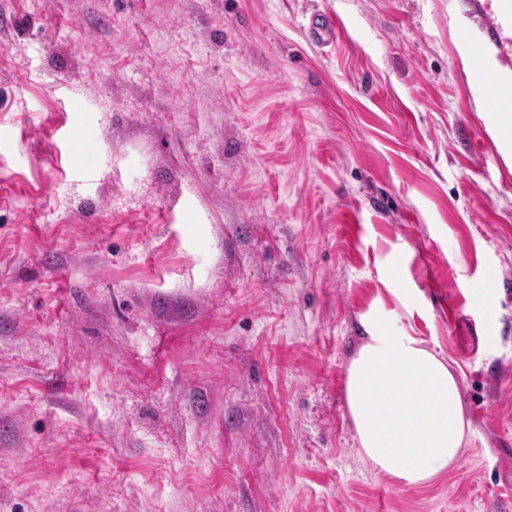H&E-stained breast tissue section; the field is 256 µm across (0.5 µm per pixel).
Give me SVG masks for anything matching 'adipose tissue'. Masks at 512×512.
Listing matches in <instances>:
<instances>
[{"label":"adipose tissue","instance_id":"1","mask_svg":"<svg viewBox=\"0 0 512 512\" xmlns=\"http://www.w3.org/2000/svg\"><path fill=\"white\" fill-rule=\"evenodd\" d=\"M346 402L363 454L410 485L453 469L471 429L452 364L381 328L348 366Z\"/></svg>","mask_w":512,"mask_h":512}]
</instances>
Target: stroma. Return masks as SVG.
Listing matches in <instances>:
<instances>
[{
  "mask_svg": "<svg viewBox=\"0 0 512 512\" xmlns=\"http://www.w3.org/2000/svg\"><path fill=\"white\" fill-rule=\"evenodd\" d=\"M467 21L0 0V512H512V156L472 147ZM378 325L459 377L422 486L348 415ZM309 30L315 42L322 46H327L336 36L338 25L333 17L326 14H318L310 18Z\"/></svg>",
  "mask_w": 512,
  "mask_h": 512,
  "instance_id": "35a3bbf8",
  "label": "stroma"
}]
</instances>
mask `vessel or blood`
<instances>
[{
	"mask_svg": "<svg viewBox=\"0 0 512 512\" xmlns=\"http://www.w3.org/2000/svg\"><path fill=\"white\" fill-rule=\"evenodd\" d=\"M470 25L462 39L475 58V76L495 130L512 122V0H466ZM309 30L315 42L329 45L338 32L333 17L312 16Z\"/></svg>",
	"mask_w": 512,
	"mask_h": 512,
	"instance_id": "b4317fda",
	"label": "vessel or blood"
}]
</instances>
